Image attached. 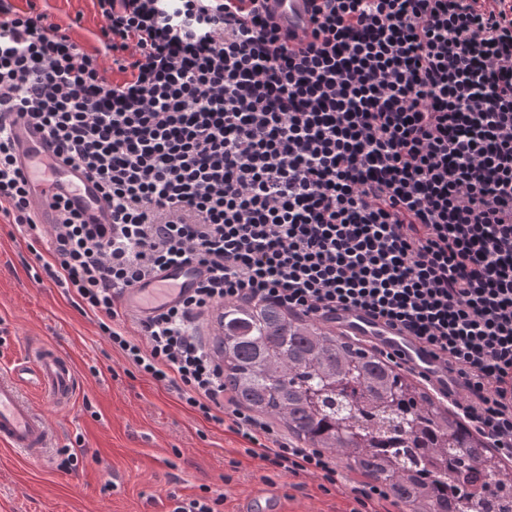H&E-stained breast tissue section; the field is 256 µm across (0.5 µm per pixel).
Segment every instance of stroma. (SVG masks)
Instances as JSON below:
<instances>
[{
	"label": "stroma",
	"mask_w": 512,
	"mask_h": 512,
	"mask_svg": "<svg viewBox=\"0 0 512 512\" xmlns=\"http://www.w3.org/2000/svg\"><path fill=\"white\" fill-rule=\"evenodd\" d=\"M46 7L79 42L101 25L93 0H47ZM52 250L50 234L0 217V373L21 367L30 347L50 343L70 357L79 380L63 408L22 381L57 440L40 458L0 449V512H172L169 493L187 498L205 487L223 494L219 512H236L243 497L265 487L281 493L287 512H353L346 462L331 485L307 472L283 473L247 455L228 423L206 420L140 374L93 315L52 280L35 282Z\"/></svg>",
	"instance_id": "stroma-1"
}]
</instances>
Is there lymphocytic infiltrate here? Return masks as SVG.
Instances as JSON below:
<instances>
[{"label": "lymphocytic infiltrate", "instance_id": "obj_1", "mask_svg": "<svg viewBox=\"0 0 512 512\" xmlns=\"http://www.w3.org/2000/svg\"><path fill=\"white\" fill-rule=\"evenodd\" d=\"M26 2L0 0V213L39 229L18 116L111 211L90 224L58 201L42 269L113 349L227 414L250 456L331 482L334 457L237 405L199 319L362 309L438 352L512 456V0H312L296 48L259 0H94L95 51ZM182 262L206 278L127 336L121 292Z\"/></svg>", "mask_w": 512, "mask_h": 512}]
</instances>
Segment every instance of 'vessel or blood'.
I'll list each match as a JSON object with an SVG mask.
<instances>
[{
    "instance_id": "vessel-or-blood-1",
    "label": "vessel or blood",
    "mask_w": 512,
    "mask_h": 512,
    "mask_svg": "<svg viewBox=\"0 0 512 512\" xmlns=\"http://www.w3.org/2000/svg\"><path fill=\"white\" fill-rule=\"evenodd\" d=\"M264 11L288 31L289 45L299 46L312 29L311 0H261ZM18 163L32 185V204L41 224L57 221L58 197L83 211L95 224L110 221L96 182L83 169L58 157L47 135L34 124L17 120L11 126ZM205 275L203 268L190 263L174 264L154 277L125 291L122 302L136 318L158 313L190 295ZM321 325L361 340L370 346L395 354L410 371L422 378L441 397L453 400L464 395L462 381L451 373L444 360L421 340L404 329L373 318L359 309L339 308L321 314ZM33 382L41 387L48 403L69 406L74 400L78 379L71 359L56 347H38L26 368ZM54 445V435L39 408L24 398L15 376H0V447L40 457ZM281 500L273 494L250 496L244 512H282Z\"/></svg>"
}]
</instances>
